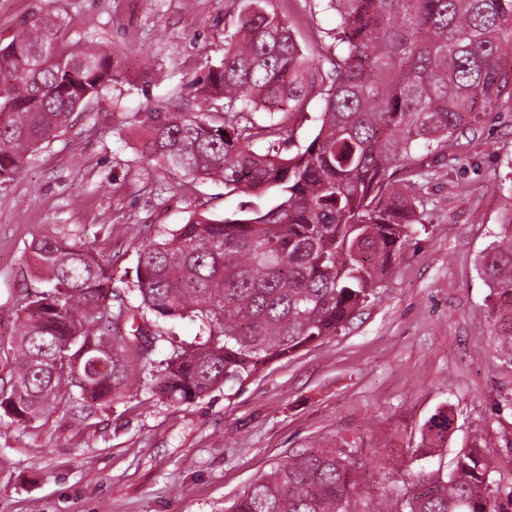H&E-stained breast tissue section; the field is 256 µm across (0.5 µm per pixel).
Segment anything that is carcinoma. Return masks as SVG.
<instances>
[{
  "label": "carcinoma",
  "instance_id": "obj_1",
  "mask_svg": "<svg viewBox=\"0 0 512 512\" xmlns=\"http://www.w3.org/2000/svg\"><path fill=\"white\" fill-rule=\"evenodd\" d=\"M224 57L192 81L197 112H149L144 154L159 168L218 178L266 208L221 219L194 215L139 249L136 297L112 288V261L56 236L30 245L43 289L17 313L0 417L19 424L61 405L110 406L135 373L171 404L201 399L288 357L350 320L381 286L418 223L414 171H388L442 144L502 98H512V0H324L342 47L329 75L319 129L287 155L288 139L242 112H296L315 78L286 19L247 0ZM99 43L72 42L59 16L35 14L0 45V183L25 171L36 148L71 127L74 114L112 89ZM264 138L262 153L251 149ZM497 335L512 356V215L482 252ZM199 320L185 345L137 327L112 335V319ZM168 341L164 359L157 343ZM455 417L440 406L416 451L445 445ZM489 452L472 440L444 476L411 483L403 508L373 512H512L489 479ZM359 482L350 455L308 448L288 456L240 495L233 512H352Z\"/></svg>",
  "mask_w": 512,
  "mask_h": 512
}]
</instances>
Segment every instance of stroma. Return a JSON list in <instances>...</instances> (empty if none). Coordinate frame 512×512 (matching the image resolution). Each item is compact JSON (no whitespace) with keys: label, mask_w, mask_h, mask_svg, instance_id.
I'll return each mask as SVG.
<instances>
[{"label":"stroma","mask_w":512,"mask_h":512,"mask_svg":"<svg viewBox=\"0 0 512 512\" xmlns=\"http://www.w3.org/2000/svg\"><path fill=\"white\" fill-rule=\"evenodd\" d=\"M245 0H0V45L24 20L60 15L70 40L112 55L109 95L31 153L0 185V341L40 282L33 237L87 245L112 261V286L136 284L139 249L194 214H231L243 194L148 164L144 112H192V79L224 56ZM288 20L322 79L304 111L274 121L308 144L338 53L336 17L320 0H268ZM422 180L419 222L381 288L335 334L269 363L245 383L171 406L147 387L111 407L60 410L31 427L0 420V512H231L238 495L288 455L326 444L360 472L354 512L401 497L411 479L449 471L481 435L490 479L512 488V357L489 314L482 251L512 211V101L450 137ZM456 430L415 459L419 430L439 406Z\"/></svg>","instance_id":"1"}]
</instances>
